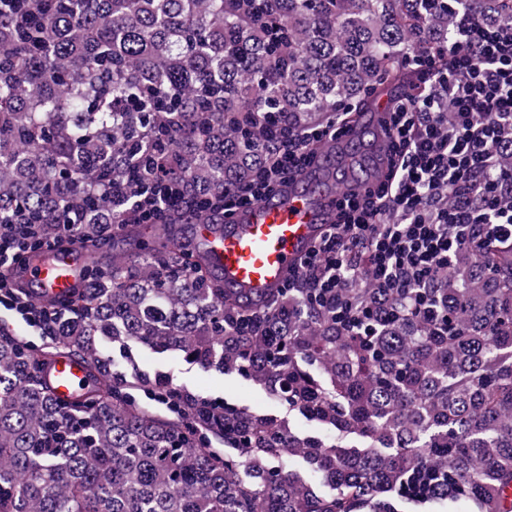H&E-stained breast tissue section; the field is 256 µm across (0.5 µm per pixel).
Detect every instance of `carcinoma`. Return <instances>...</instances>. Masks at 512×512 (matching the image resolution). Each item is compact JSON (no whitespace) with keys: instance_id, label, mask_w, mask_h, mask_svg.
<instances>
[{"instance_id":"carcinoma-1","label":"carcinoma","mask_w":512,"mask_h":512,"mask_svg":"<svg viewBox=\"0 0 512 512\" xmlns=\"http://www.w3.org/2000/svg\"><path fill=\"white\" fill-rule=\"evenodd\" d=\"M467 14L512 18V0H0V225L97 254L137 234L135 202L165 198L157 164L218 208L279 143L405 82L408 59L447 47ZM178 219L154 224L137 259L93 261L47 347L0 330V512H397L410 486L502 512L512 241L452 259L446 330L398 311L355 335L304 288L238 303L202 244L172 246ZM103 340L242 373L284 410L204 406L134 367L113 380ZM62 354L102 383L60 400L45 369ZM294 416L336 440L293 431Z\"/></svg>"}]
</instances>
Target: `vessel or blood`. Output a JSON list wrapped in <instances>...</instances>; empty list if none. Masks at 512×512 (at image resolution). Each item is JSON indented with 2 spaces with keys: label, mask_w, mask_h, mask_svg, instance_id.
Masks as SVG:
<instances>
[{
  "label": "vessel or blood",
  "mask_w": 512,
  "mask_h": 512,
  "mask_svg": "<svg viewBox=\"0 0 512 512\" xmlns=\"http://www.w3.org/2000/svg\"><path fill=\"white\" fill-rule=\"evenodd\" d=\"M389 93H380L370 112L355 115L336 139L338 153L324 152L321 163L341 157L344 166L336 179L342 191L359 186L347 165L363 149L378 151V144H366V129H377V115L390 108ZM338 197L319 184L313 172H306L286 184L278 193L237 210L224 224L213 219H194L193 237L203 243L211 271L219 276L225 290L243 304L255 305L283 287L297 273L304 255L314 246L336 213ZM89 256L81 250L34 253L19 278L33 299L43 302L69 295ZM57 394L70 397L85 382L81 363L60 357L51 365Z\"/></svg>",
  "instance_id": "obj_1"
}]
</instances>
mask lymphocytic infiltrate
Masks as SVG:
<instances>
[{"label": "lymphocytic infiltrate", "mask_w": 512, "mask_h": 512, "mask_svg": "<svg viewBox=\"0 0 512 512\" xmlns=\"http://www.w3.org/2000/svg\"><path fill=\"white\" fill-rule=\"evenodd\" d=\"M416 63L430 80L399 98L383 122L385 178L345 194L335 224L286 285L335 309L349 333L389 308L447 322L437 301L452 255L477 238L512 239V208L500 204L512 191V171L499 163L512 149V18L467 17L444 53ZM342 125L337 116L291 138L273 178L312 165L311 143L334 139ZM366 280L374 292L356 300Z\"/></svg>", "instance_id": "obj_1"}]
</instances>
